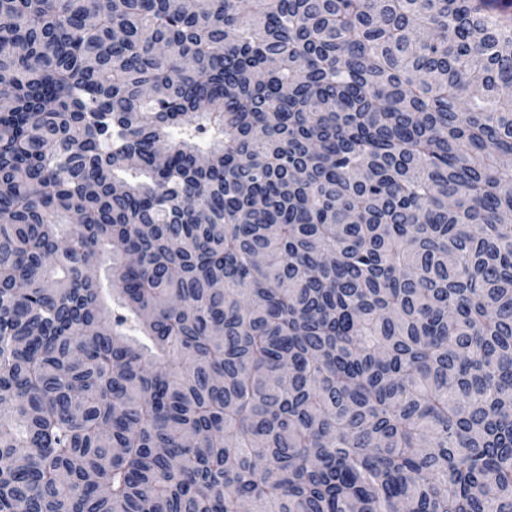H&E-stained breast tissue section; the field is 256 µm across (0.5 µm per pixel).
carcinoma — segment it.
<instances>
[{"label": "carcinoma", "instance_id": "1", "mask_svg": "<svg viewBox=\"0 0 512 512\" xmlns=\"http://www.w3.org/2000/svg\"><path fill=\"white\" fill-rule=\"evenodd\" d=\"M1 95L0 512H512V0H0Z\"/></svg>", "mask_w": 512, "mask_h": 512}]
</instances>
